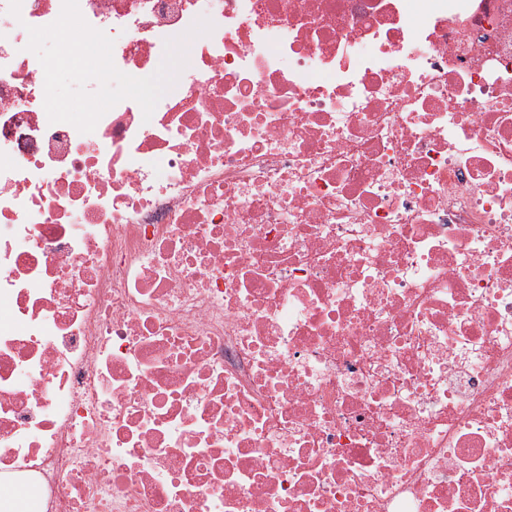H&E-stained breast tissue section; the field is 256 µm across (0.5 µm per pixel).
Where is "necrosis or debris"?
Listing matches in <instances>:
<instances>
[{"label":"necrosis or debris","instance_id":"necrosis-or-debris-1","mask_svg":"<svg viewBox=\"0 0 512 512\" xmlns=\"http://www.w3.org/2000/svg\"><path fill=\"white\" fill-rule=\"evenodd\" d=\"M78 4L214 28L0 0V512H512V0Z\"/></svg>","mask_w":512,"mask_h":512}]
</instances>
